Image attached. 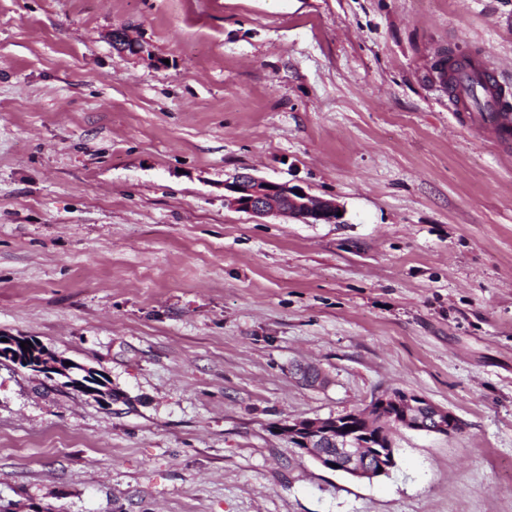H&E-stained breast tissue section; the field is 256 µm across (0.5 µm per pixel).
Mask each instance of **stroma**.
Listing matches in <instances>:
<instances>
[{
  "label": "stroma",
  "instance_id": "1",
  "mask_svg": "<svg viewBox=\"0 0 512 512\" xmlns=\"http://www.w3.org/2000/svg\"><path fill=\"white\" fill-rule=\"evenodd\" d=\"M443 48L512 113V0H0V333L123 395L0 365V512H512V149ZM241 172L344 221L227 209ZM391 389L461 431L370 481L277 433ZM496 77V71L489 66L480 63L476 64L474 68H467L461 72L455 73L452 80L454 87V95L456 100L461 104L465 105L468 112H473L475 120L490 129L495 130L498 127L507 125L499 121L501 106L496 100H481L475 102L473 96V90L480 89L482 83L489 80H494ZM486 89H493L491 84L484 85ZM481 88V92H485V89ZM472 102L474 104H472ZM507 113L511 117L510 133L512 135V114Z\"/></svg>",
  "mask_w": 512,
  "mask_h": 512
}]
</instances>
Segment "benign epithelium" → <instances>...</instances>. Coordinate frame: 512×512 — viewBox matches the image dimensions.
Instances as JSON below:
<instances>
[{
    "label": "benign epithelium",
    "mask_w": 512,
    "mask_h": 512,
    "mask_svg": "<svg viewBox=\"0 0 512 512\" xmlns=\"http://www.w3.org/2000/svg\"><path fill=\"white\" fill-rule=\"evenodd\" d=\"M112 44L121 51L142 52V46L124 30L112 34ZM224 207L257 216H277L305 224H340L344 212L336 201L315 197L300 185L276 182L250 174H239L224 182ZM31 342V353H16L21 342ZM10 361L19 368L64 378L70 389L109 401L111 385L90 389L83 378L97 376L101 370L72 362L49 351L28 336H6L0 340V364ZM395 427L451 436L460 431L459 418L448 409L426 398L403 390L387 391L373 399L364 409L327 418L295 419L279 428V433L296 448L311 456L322 467L338 470L356 478L372 479L395 467V448L390 431Z\"/></svg>",
    "instance_id": "7a95c632"
}]
</instances>
